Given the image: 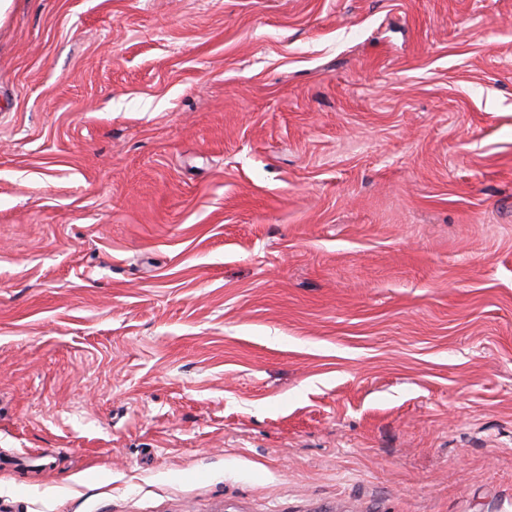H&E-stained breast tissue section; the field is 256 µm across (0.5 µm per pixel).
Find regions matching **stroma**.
I'll list each match as a JSON object with an SVG mask.
<instances>
[{
  "instance_id": "stroma-1",
  "label": "stroma",
  "mask_w": 512,
  "mask_h": 512,
  "mask_svg": "<svg viewBox=\"0 0 512 512\" xmlns=\"http://www.w3.org/2000/svg\"><path fill=\"white\" fill-rule=\"evenodd\" d=\"M0 512H512V0H14Z\"/></svg>"
}]
</instances>
